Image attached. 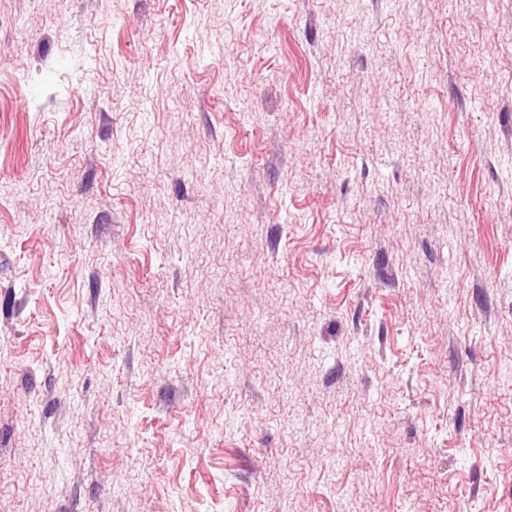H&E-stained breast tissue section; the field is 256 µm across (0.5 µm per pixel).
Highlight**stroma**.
Masks as SVG:
<instances>
[{
  "instance_id": "1",
  "label": "stroma",
  "mask_w": 512,
  "mask_h": 512,
  "mask_svg": "<svg viewBox=\"0 0 512 512\" xmlns=\"http://www.w3.org/2000/svg\"><path fill=\"white\" fill-rule=\"evenodd\" d=\"M0 512H512V0H0Z\"/></svg>"
}]
</instances>
